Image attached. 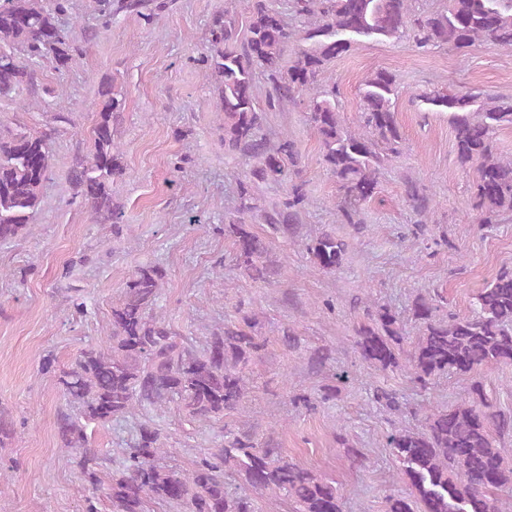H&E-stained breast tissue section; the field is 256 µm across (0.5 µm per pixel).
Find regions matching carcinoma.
Listing matches in <instances>:
<instances>
[{"label":"carcinoma","mask_w":512,"mask_h":512,"mask_svg":"<svg viewBox=\"0 0 512 512\" xmlns=\"http://www.w3.org/2000/svg\"><path fill=\"white\" fill-rule=\"evenodd\" d=\"M68 0H0V97L36 91L44 61L62 72L73 47L59 26ZM417 0H289L290 23L274 0H224V12L207 27L198 62L213 83L224 130V156L244 160L233 209L224 215V240L234 270L254 282L270 283L275 271L270 242L253 230L267 224L283 235L315 204L300 176V153L284 134H264L270 112L298 109L318 134L323 167L336 178L337 219L361 224V205L378 189L381 171L402 153L396 118L397 78L385 69L368 74L359 90V120L347 125L336 106L329 66L363 40L407 39L422 52L448 47L461 51L477 43L512 50V0H446L425 9ZM152 0H104L101 12L135 13L149 21ZM245 19L240 24L239 19ZM265 85L264 102L256 95ZM93 129L94 149L76 161L69 182L73 198L94 218L122 231V208L111 185L125 174L114 121L122 94L107 86ZM428 109L448 113L461 166L477 167L472 204L480 224H496L512 213V158L502 157L495 135L512 126V98L482 88H435L421 95ZM53 130L31 132L0 125V243L23 237L42 210V187L55 164ZM405 201L416 233H428L434 197L412 177H403ZM259 184L283 188L265 203ZM311 268L334 273L342 267L346 243L321 231L305 243ZM166 277L158 263L138 266L112 304L106 338L83 349L59 369L43 357L40 370L52 376L66 404L58 414L62 447L75 453L81 477L100 483L107 456L91 447L87 423L137 420L135 435L121 449L107 497L111 512H148L152 502L176 512H257L254 499L232 492L224 476L236 473L244 485L271 497L285 496L297 512H344L334 481L303 467L247 433H229L194 468L182 473L161 462L167 434L149 412L174 406L199 422L219 421L238 409L250 390L249 368L268 343L256 314L237 307V317L214 326L196 345L172 331L156 312ZM418 335L407 333L400 313L387 305L367 310L354 349L375 370L406 371L428 388L443 375L468 376L466 396L427 413L421 425L398 426L385 446L398 463L408 491L385 496V512H512V463L501 441L512 438V414L497 409L493 392L474 374L512 364V270L504 269L475 295L471 314L443 315L436 300L417 296L411 307ZM374 399L391 411L397 393L381 387Z\"/></svg>","instance_id":"carcinoma-1"}]
</instances>
